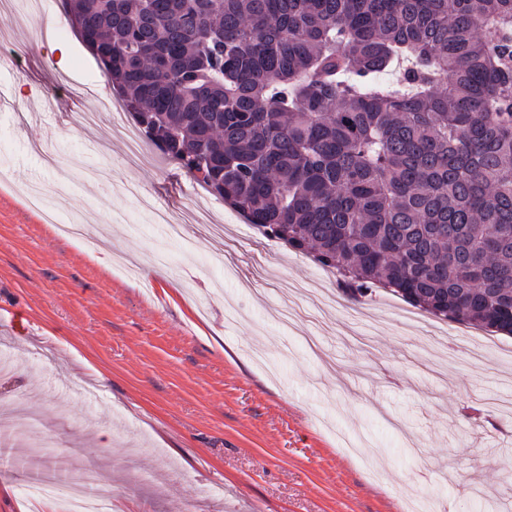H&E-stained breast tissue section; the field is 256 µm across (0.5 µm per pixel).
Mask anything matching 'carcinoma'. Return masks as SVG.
Segmentation results:
<instances>
[{"instance_id":"cac0c4a2","label":"carcinoma","mask_w":512,"mask_h":512,"mask_svg":"<svg viewBox=\"0 0 512 512\" xmlns=\"http://www.w3.org/2000/svg\"><path fill=\"white\" fill-rule=\"evenodd\" d=\"M63 6L145 137L264 234L355 299L512 335V0Z\"/></svg>"}]
</instances>
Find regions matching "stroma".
<instances>
[{"instance_id":"1","label":"stroma","mask_w":512,"mask_h":512,"mask_svg":"<svg viewBox=\"0 0 512 512\" xmlns=\"http://www.w3.org/2000/svg\"><path fill=\"white\" fill-rule=\"evenodd\" d=\"M41 29L0 0V512L91 464L123 512H512V414L487 407L512 400V336L382 289L357 301L152 144L129 164L94 57ZM130 180L154 209L208 210L223 239L192 228L184 247ZM33 184L110 253L56 236ZM21 413L43 446L11 431Z\"/></svg>"}]
</instances>
